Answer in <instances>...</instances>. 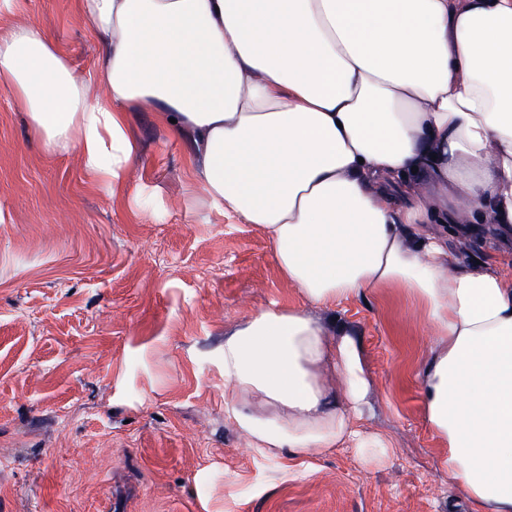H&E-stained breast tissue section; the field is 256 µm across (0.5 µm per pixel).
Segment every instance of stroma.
<instances>
[{
	"label": "stroma",
	"mask_w": 512,
	"mask_h": 512,
	"mask_svg": "<svg viewBox=\"0 0 512 512\" xmlns=\"http://www.w3.org/2000/svg\"><path fill=\"white\" fill-rule=\"evenodd\" d=\"M32 23L88 75L102 47L74 0L0 12V30ZM156 112H130L138 155L111 195L0 94V512H468L415 384L434 338L398 289L311 310L358 335L385 453L291 460L227 420L225 334L303 300Z\"/></svg>",
	"instance_id": "35a3bbf8"
}]
</instances>
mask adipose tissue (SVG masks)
Segmentation results:
<instances>
[{"label": "adipose tissue", "instance_id": "ef3b65f1", "mask_svg": "<svg viewBox=\"0 0 512 512\" xmlns=\"http://www.w3.org/2000/svg\"><path fill=\"white\" fill-rule=\"evenodd\" d=\"M102 52L87 93L35 24L0 31V90L50 154L112 194L138 148L127 112L200 158L217 213L268 232L303 299L224 338V411L263 452L383 447L361 344L330 307L402 289L435 338L416 380L470 512H512V277L458 262L431 224L512 236V0H76ZM425 177L432 192H412Z\"/></svg>", "mask_w": 512, "mask_h": 512}]
</instances>
